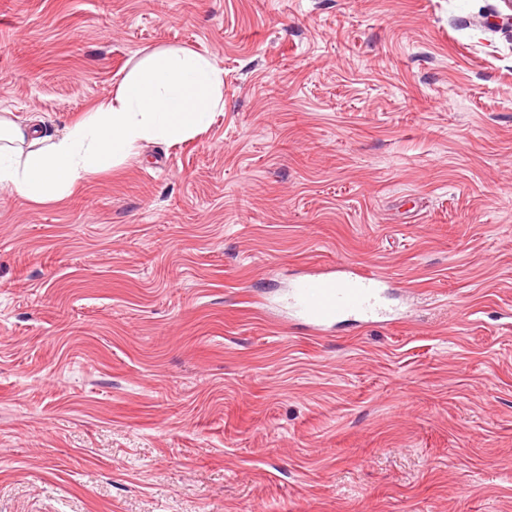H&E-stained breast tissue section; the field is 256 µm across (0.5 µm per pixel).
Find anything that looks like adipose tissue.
I'll list each match as a JSON object with an SVG mask.
<instances>
[{
    "instance_id": "adipose-tissue-1",
    "label": "adipose tissue",
    "mask_w": 512,
    "mask_h": 512,
    "mask_svg": "<svg viewBox=\"0 0 512 512\" xmlns=\"http://www.w3.org/2000/svg\"><path fill=\"white\" fill-rule=\"evenodd\" d=\"M223 109L224 72L209 58L155 51L60 137L0 114V186L32 202L63 200L87 174L111 169L144 143L192 138Z\"/></svg>"
}]
</instances>
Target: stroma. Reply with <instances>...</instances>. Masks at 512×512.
<instances>
[{
  "instance_id": "1",
  "label": "stroma",
  "mask_w": 512,
  "mask_h": 512,
  "mask_svg": "<svg viewBox=\"0 0 512 512\" xmlns=\"http://www.w3.org/2000/svg\"><path fill=\"white\" fill-rule=\"evenodd\" d=\"M503 0H0V113L63 134L163 47L198 136L0 187V512H512ZM401 321L310 335L304 268Z\"/></svg>"
}]
</instances>
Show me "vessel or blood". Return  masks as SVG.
Masks as SVG:
<instances>
[{
    "label": "vessel or blood",
    "instance_id": "vessel-or-blood-1",
    "mask_svg": "<svg viewBox=\"0 0 512 512\" xmlns=\"http://www.w3.org/2000/svg\"><path fill=\"white\" fill-rule=\"evenodd\" d=\"M386 283L368 272L312 274L288 286L286 302L300 325L316 334L343 321L382 324L394 316L385 303Z\"/></svg>",
    "mask_w": 512,
    "mask_h": 512
}]
</instances>
